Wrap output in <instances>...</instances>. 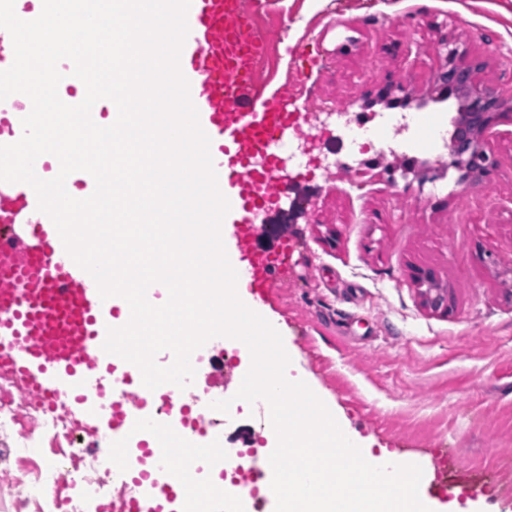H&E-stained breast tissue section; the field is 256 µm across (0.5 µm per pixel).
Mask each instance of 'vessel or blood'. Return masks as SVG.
Returning a JSON list of instances; mask_svg holds the SVG:
<instances>
[{
    "label": "vessel or blood",
    "mask_w": 512,
    "mask_h": 512,
    "mask_svg": "<svg viewBox=\"0 0 512 512\" xmlns=\"http://www.w3.org/2000/svg\"><path fill=\"white\" fill-rule=\"evenodd\" d=\"M266 5L267 0H191L179 61L210 139L219 189L230 204L223 222L238 281L258 304L265 301L273 270L288 252L257 248L250 218L279 197L271 173L283 134L295 122L283 86L261 80L253 70L261 46L252 37L251 18ZM72 69L69 63L61 67L60 98L69 105L81 102L86 93ZM30 111L24 94L0 101V144L21 138V120ZM259 155L264 158L260 166L254 163ZM66 188L72 197L84 199L92 195L95 182L77 171ZM20 244L31 262L14 261ZM130 316L123 298L101 299L92 276L67 253L51 218L39 211L34 189L0 182V368L53 407L78 414L81 428L96 435L94 452L115 484L129 482L128 472L115 464L125 439L151 432V452L164 465V480H144L147 495L133 498L130 509L153 512L149 498L160 488L183 491L179 462L186 452L220 458L224 451L204 440L192 441L186 449L170 446L166 438L171 425L154 417L155 393L144 387L140 369L117 373L122 360L106 353L103 344L108 328L125 326Z\"/></svg>",
    "instance_id": "b4317fda"
}]
</instances>
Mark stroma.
<instances>
[{"mask_svg": "<svg viewBox=\"0 0 512 512\" xmlns=\"http://www.w3.org/2000/svg\"><path fill=\"white\" fill-rule=\"evenodd\" d=\"M263 23L276 39L269 69L299 76V105L323 97L374 126L391 110L362 94L399 77L450 120L454 106L435 99L441 33L484 59L483 80L512 86V0H278ZM298 44L307 58L288 55ZM501 130L498 167L475 189L453 170L435 183L403 176L406 157L446 161L444 143L416 154L407 131L380 154L338 139L336 125L320 131L338 167L290 169L277 207L299 198L303 209L261 309L339 425L390 462L420 465L432 502L442 482L479 487L480 512H512V280L495 271L512 265V125ZM419 268L446 288L447 311L423 306ZM238 345L212 340L196 366L228 398L251 366Z\"/></svg>", "mask_w": 512, "mask_h": 512, "instance_id": "35a3bbf8", "label": "stroma"}]
</instances>
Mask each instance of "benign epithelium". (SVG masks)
<instances>
[{"instance_id":"obj_1","label":"benign epithelium","mask_w":512,"mask_h":512,"mask_svg":"<svg viewBox=\"0 0 512 512\" xmlns=\"http://www.w3.org/2000/svg\"><path fill=\"white\" fill-rule=\"evenodd\" d=\"M437 45L444 57V65L436 75L440 86L438 100H453L457 104L450 119L446 166L461 171L467 187L477 188L497 168L490 137L503 119H512V90L503 91L482 80L481 60L449 42L446 35L438 37ZM376 101L403 108H420L427 103L414 96L403 82L385 84L376 94ZM416 283L424 286L425 305L434 311L448 308L446 292L432 273L419 272Z\"/></svg>"}]
</instances>
